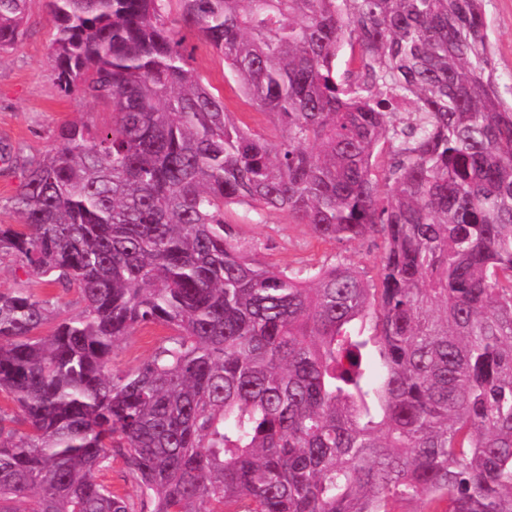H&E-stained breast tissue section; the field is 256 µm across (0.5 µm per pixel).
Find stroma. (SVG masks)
<instances>
[{
	"instance_id": "obj_1",
	"label": "stroma",
	"mask_w": 512,
	"mask_h": 512,
	"mask_svg": "<svg viewBox=\"0 0 512 512\" xmlns=\"http://www.w3.org/2000/svg\"><path fill=\"white\" fill-rule=\"evenodd\" d=\"M485 10L497 81L503 98L512 102V0H486ZM27 14L22 41L14 49L0 53V146H9L24 157L51 148L55 133L63 124L78 122L98 128L112 123L106 103L59 93L46 0H29ZM183 36L193 50V66L220 92L229 110L254 130H272L271 117L244 101L235 84L225 77L223 60L198 33L187 30ZM228 219L235 224L240 242L252 247L255 259L262 263L298 268L330 264L341 257L372 277L381 261L382 250L372 241L320 243L307 225L295 223L285 214L273 213L259 222L236 207ZM23 280L35 295L55 297L62 311L79 312L74 295L55 292L38 279L28 278L16 260H0V291L15 288ZM166 333L163 327L136 328L114 346L113 368L135 369L150 358L159 338Z\"/></svg>"
}]
</instances>
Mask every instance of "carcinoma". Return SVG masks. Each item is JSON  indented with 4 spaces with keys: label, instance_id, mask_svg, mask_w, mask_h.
<instances>
[{
    "label": "carcinoma",
    "instance_id": "carcinoma-1",
    "mask_svg": "<svg viewBox=\"0 0 512 512\" xmlns=\"http://www.w3.org/2000/svg\"><path fill=\"white\" fill-rule=\"evenodd\" d=\"M484 2L48 0L59 91L112 126H62L0 225V258L83 303L0 291V512H132L98 479L114 455L150 512H512V103ZM27 4L0 0V51ZM233 205L380 241L376 277L259 265ZM149 325L171 334L112 370ZM181 35L184 36L188 48H193V66L220 92L229 110L237 112V116L254 130H272L274 123L271 117L244 101V98L239 95L235 84L225 77L223 60L213 53L198 33L182 30ZM169 331L163 327H139L130 336L120 340L112 350V367L116 370H132L153 354L161 336Z\"/></svg>",
    "mask_w": 512,
    "mask_h": 512
}]
</instances>
